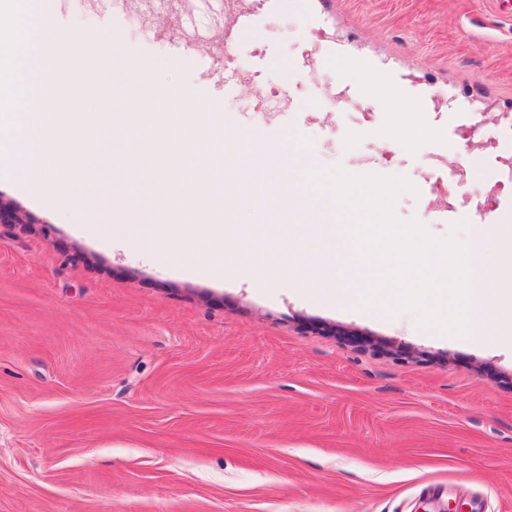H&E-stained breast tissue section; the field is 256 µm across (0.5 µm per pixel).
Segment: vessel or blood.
<instances>
[{"label":"vessel or blood","mask_w":512,"mask_h":512,"mask_svg":"<svg viewBox=\"0 0 512 512\" xmlns=\"http://www.w3.org/2000/svg\"><path fill=\"white\" fill-rule=\"evenodd\" d=\"M309 0H112V20L119 23L136 16L150 28L154 37L169 45L170 62L197 61L204 72H220L225 91L247 88L254 108L259 112H288L295 103L288 95L269 102L260 71L243 73L239 52L247 40L256 38L263 19L290 8L301 9ZM207 12L213 26L201 32L192 28L190 19L195 12ZM328 11H321L316 20L317 43L314 50L303 51L297 62L298 70H308L313 59L330 62L336 57V41L328 36L325 25Z\"/></svg>","instance_id":"obj_1"}]
</instances>
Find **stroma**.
Listing matches in <instances>:
<instances>
[{"mask_svg":"<svg viewBox=\"0 0 512 512\" xmlns=\"http://www.w3.org/2000/svg\"><path fill=\"white\" fill-rule=\"evenodd\" d=\"M331 69L290 78L310 16L284 11L242 48L266 57L271 98L298 111L267 125L268 146L301 170L341 167L408 178L398 219L436 238L489 212L512 225V0H334ZM62 28L103 31L116 79L90 111L138 95L122 80L153 57L162 92L199 83L170 68L167 44L112 22L108 0L65 4ZM392 73L403 107L433 92L426 136L392 138L357 74ZM339 111H324L328 97ZM239 140L262 122L246 94L216 90ZM75 201L55 207L0 180L29 216L0 224V512H512V346L423 329L303 285L211 274L204 257L152 231L165 200H126L119 242L85 234V198L113 177L136 184L159 152L79 155ZM365 292L382 268L352 244L313 242Z\"/></svg>","mask_w":512,"mask_h":512,"instance_id":"1","label":"stroma"}]
</instances>
